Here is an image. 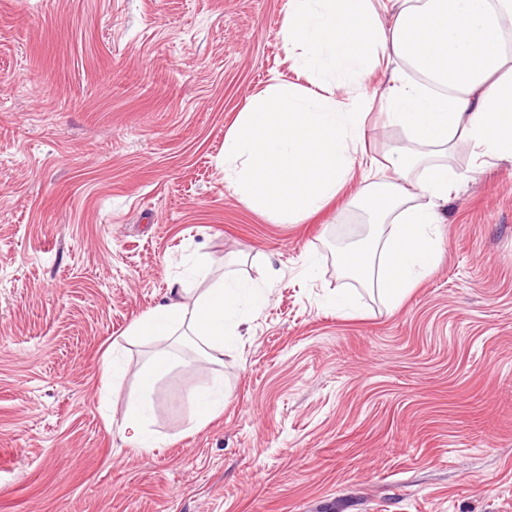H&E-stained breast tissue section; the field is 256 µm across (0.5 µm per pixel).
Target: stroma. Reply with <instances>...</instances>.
Returning a JSON list of instances; mask_svg holds the SVG:
<instances>
[{
  "mask_svg": "<svg viewBox=\"0 0 512 512\" xmlns=\"http://www.w3.org/2000/svg\"><path fill=\"white\" fill-rule=\"evenodd\" d=\"M285 4L0 0V512H512V162L419 144L371 97V157L458 175L396 305L337 264L338 234L377 231L361 176L296 224L249 209L224 135L272 79L307 83ZM226 274L265 303L223 365L178 358L146 417L160 447L132 446L151 348L128 327L172 280ZM197 387L225 394L204 424Z\"/></svg>",
  "mask_w": 512,
  "mask_h": 512,
  "instance_id": "stroma-1",
  "label": "stroma"
}]
</instances>
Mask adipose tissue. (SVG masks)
<instances>
[{"label": "adipose tissue", "instance_id": "1", "mask_svg": "<svg viewBox=\"0 0 512 512\" xmlns=\"http://www.w3.org/2000/svg\"><path fill=\"white\" fill-rule=\"evenodd\" d=\"M382 25L374 0H287L282 48L308 86L274 80L239 112L224 136V182L250 208L291 221L317 212L339 191L364 156L366 89L339 101L344 80L364 81L369 69H389L380 93L385 120L416 141L512 159V49L502 41L512 0H390ZM431 77L432 95L404 81L398 62ZM371 210L386 234L343 251L342 271L362 275L389 303H399L440 255L436 208L457 180L445 166L429 169L408 189L401 162L390 166ZM265 296L251 280L226 276L191 293L171 288L167 301L135 320L130 340L158 349L137 370L138 386L119 425L136 447L157 441L143 428L159 378L173 365L166 344L184 338L199 362L220 366L224 352Z\"/></svg>", "mask_w": 512, "mask_h": 512}]
</instances>
